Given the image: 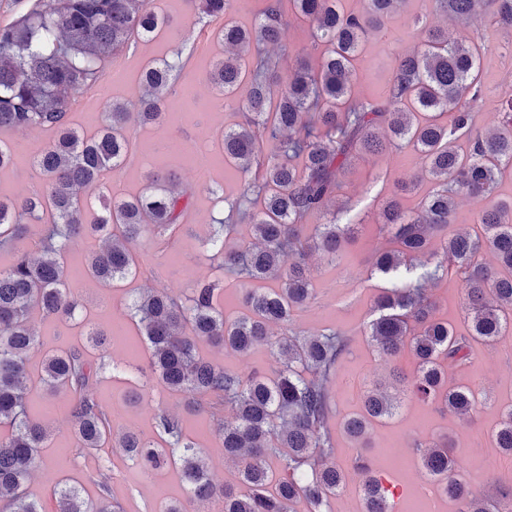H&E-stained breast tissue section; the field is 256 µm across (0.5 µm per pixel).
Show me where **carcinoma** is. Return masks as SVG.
Listing matches in <instances>:
<instances>
[{"label":"carcinoma","mask_w":512,"mask_h":512,"mask_svg":"<svg viewBox=\"0 0 512 512\" xmlns=\"http://www.w3.org/2000/svg\"><path fill=\"white\" fill-rule=\"evenodd\" d=\"M260 17L247 28L231 15L250 10V0H184L186 13L222 22L215 36L224 42L209 83L231 105L243 99L246 115L224 131V163L244 178L243 198L258 207H229L210 238L207 260L224 274L248 283L241 287L243 313L224 318L221 281L197 282L185 301L161 291L137 295L125 304L147 339L149 373L167 391L184 395L188 412L210 415L224 458L237 462L235 484L214 485L202 450L183 434L182 418L163 407L155 414L162 443L135 433L119 436V447L144 471L174 468L197 499L221 501L219 512H291L297 502L307 512H329V501L356 476L363 512H389L390 491L378 481L363 455L352 470L336 464L331 430L330 385L352 355L350 339L327 330L304 336L292 327L293 310L315 297L308 256L334 261L353 241L351 224L330 222L307 235L308 219L327 212L340 178L364 153L388 155L406 146L418 173L393 180L379 211L390 247L373 255V269L389 279L374 299L377 317L366 335L380 356L395 358L408 349L414 375L392 370L404 392L432 414L476 420L477 394L446 381L448 370L472 358L473 344H493L512 333V201L492 196L495 185L512 177V97L501 104L499 123L484 131L474 108L480 98V47L475 40L448 41V30L414 18L421 36L411 54L396 57L388 95L366 99L354 91L355 64L372 35L387 30L402 0H360L357 10L341 0H264ZM440 14L462 22L479 10L512 28V0H434ZM313 29L314 55L297 59L288 79L279 77L281 59L260 47L281 42L288 16ZM169 19L151 0H38L36 9L0 26V132L48 129L53 140L37 150L32 166L43 188L18 199L0 198V250L13 262L0 270V512H42L25 485L40 467L46 446L43 422L26 415L28 362L41 347L31 312L62 322L75 320L80 301L71 292L64 253L78 240L95 236L102 245L87 262L89 275L110 285L136 276L143 238L167 243L188 227L192 193L177 188L173 173L152 172L150 185L132 198L107 193L105 172L124 166L134 136L127 132V104L112 101L94 137L71 120L78 97L100 78L117 52L149 42ZM184 66L182 53L146 66L141 74L137 119L163 122ZM100 203L93 223L85 222L80 193ZM482 202L472 234L454 223L457 198ZM247 222L243 249L228 247ZM30 239L37 254L18 248ZM493 256L487 264L482 252ZM417 261L424 273L404 274ZM455 280L464 300L465 331L437 314L427 284ZM201 341L226 351L270 350L273 375L259 369L232 370L204 358ZM43 380L70 394L68 415L81 448H103L112 438V411L92 387L109 371L107 355L89 359L86 348L46 355ZM230 408L234 421L220 415ZM400 399L377 383L367 390L360 413L343 421L353 441L368 427L397 414ZM493 447L512 456V406L502 412ZM454 440L417 436L412 452L439 484L456 512H512V482L493 495L476 494L455 473ZM99 498L85 499L78 488L54 490L56 512H113L109 479L98 480Z\"/></svg>","instance_id":"cac0c4a2"}]
</instances>
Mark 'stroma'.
<instances>
[{"label":"stroma","instance_id":"stroma-1","mask_svg":"<svg viewBox=\"0 0 512 512\" xmlns=\"http://www.w3.org/2000/svg\"><path fill=\"white\" fill-rule=\"evenodd\" d=\"M152 6L158 14L170 19V26L163 28L153 41L138 44L136 49L119 52L110 59L99 83L75 105L73 120L76 127L89 136L98 131L99 115L108 100L114 98L137 105L143 67L156 60L172 58L183 48L186 32H193V54L179 77V84L183 88L195 85L196 93L183 91L164 125L136 130L137 139H151L157 147L152 166H145L135 154L121 169L108 172L104 177L112 194L130 196L147 186L150 168L175 170L183 187L193 193L191 226L188 231L179 233L174 245L166 249L144 241L139 248L145 258L142 274L122 282L115 290L102 287L85 274L87 259L98 249L100 241L95 237L84 238L66 254L68 285L83 305L82 318L100 329L111 331L118 327L122 330V340H110L107 346L108 356L119 370L105 374L94 386L96 396L112 410L113 433L134 430L153 435L156 406L164 404L170 411L182 414L185 434L198 447L204 448L209 475L214 483L221 485L233 480L236 466L225 460L211 432L208 415L185 413L182 396L163 392L156 382L138 377V369L149 365L150 350L136 326L121 317L127 298L143 289L153 288L182 297L197 280L216 277V270L204 258L202 244L211 232L212 220L224 218L230 203L241 198L239 182L224 173L219 143L225 127L239 121L241 112L219 102L207 80L213 63L223 57L224 46L214 38L211 27L191 30V21L184 15L181 0H153ZM419 9L426 11L429 22H438V15L431 11L430 0H406L390 22L388 34L367 43V62L357 70V89L362 96L374 99L385 95L394 58L417 50L419 38L413 30L411 16ZM448 31L456 38L481 37L483 82L478 119L480 126L495 125L498 100L512 94V53L506 50L507 44L512 43V29L502 28L484 12L471 18L468 25H449ZM117 68L123 70L124 77L116 83L112 75ZM0 138L15 153L13 165L0 169V195L20 198L40 189L43 181L33 169L30 157L51 141V132L43 129L10 131ZM171 140L180 141L188 152L198 145H209L212 169L207 177L198 176L181 157L165 150V143ZM413 166L414 155L408 149L389 158L364 155L355 159L344 174L331 212L337 223L357 225V237L340 263L328 262L318 255L308 261L315 298L307 307L295 312V330L314 335L332 328L352 340L353 354L331 385L334 421L338 424L360 409L366 387L384 380L392 366H399L409 374L416 369V361L407 351L391 363L381 359L365 334L366 323L374 317L373 296L382 282L381 276L371 275L369 260L375 249L385 245L387 240L378 223L380 204L387 193L388 180L412 174ZM31 324L42 347L29 364L30 414L47 424L49 438L42 451L44 464L27 485L29 498L37 501L45 512H53L56 506L53 488L64 481L77 487L84 497L97 499L99 487L95 476L102 472L109 475L112 497L122 505L124 512H164L168 504L177 500L184 502L187 512H213V504L190 500L175 470L142 471L114 443L96 450L77 446L67 414L68 393L46 392L40 378L44 354L81 345L84 338L79 328L39 313L33 314ZM448 380L468 385L487 403L469 429H462L455 420L428 416L422 404L407 397L395 418L374 425L368 431L366 449H359L344 433L336 435L337 462L350 464L358 451H365L375 471L389 474L394 483L404 486L406 497L399 512H415L414 506L423 495L436 492L435 486L426 480L418 458L408 448L418 433L431 439L455 437V468L475 492L492 494L497 482L512 479V458L501 455L489 438L491 429L501 419L502 407L512 403V335L502 337L492 346H476L471 363L462 369L449 370ZM135 389L142 391L143 400L138 404L128 403L127 395Z\"/></svg>","mask_w":512,"mask_h":512}]
</instances>
